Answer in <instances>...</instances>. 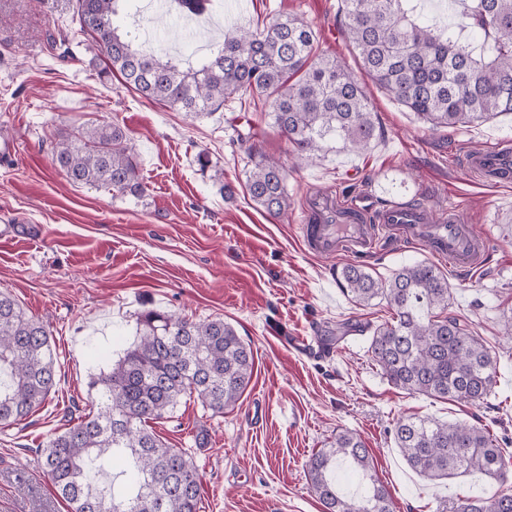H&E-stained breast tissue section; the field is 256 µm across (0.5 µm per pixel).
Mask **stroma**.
Segmentation results:
<instances>
[{"label":"stroma","mask_w":512,"mask_h":512,"mask_svg":"<svg viewBox=\"0 0 512 512\" xmlns=\"http://www.w3.org/2000/svg\"><path fill=\"white\" fill-rule=\"evenodd\" d=\"M76 0H0V136L16 141L0 159V225L32 227L34 237L0 245V291L29 315L46 319L57 372L45 404L0 428V512H66L40 463V448L68 421L93 409L92 377L108 370L135 337L146 311L196 320L221 318L254 353L251 384L214 416L196 400L180 403L156 432L191 453L200 473L201 512H326L310 489L307 463L336 432H357L370 449L392 512H441L443 505L488 495L495 485L474 473L444 482L423 479L393 438L402 416L463 420L512 444V184L490 186L465 160L490 145L512 147V115L464 127L436 128L398 104L362 70L336 23L341 0H224L227 12L201 20L222 40L235 23L263 26L274 14L310 21L319 48L342 59L363 87L383 134L368 150L324 151L301 166L266 110L224 108L209 116L149 103L121 83L100 78L102 58L74 37ZM132 33L166 32L174 54L203 44L179 20L141 0ZM122 127L135 145L144 197L77 186L54 166L57 133L94 120ZM278 158L291 209L276 220L246 191L237 133ZM207 153L222 173L201 171ZM340 196L375 218L401 202L438 211L457 205L466 224L486 230L492 254L476 274L440 261L454 310L492 347L494 392L464 405L408 394L373 364L366 324L390 319L386 304L361 307L336 283L346 256L308 252L301 224L311 198ZM421 245L383 244L363 257L368 271L430 260ZM296 336L337 337L332 353L314 355ZM265 405L263 418L254 410Z\"/></svg>","instance_id":"35a3bbf8"}]
</instances>
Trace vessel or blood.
<instances>
[{"label": "vessel or blood", "mask_w": 512, "mask_h": 512, "mask_svg": "<svg viewBox=\"0 0 512 512\" xmlns=\"http://www.w3.org/2000/svg\"><path fill=\"white\" fill-rule=\"evenodd\" d=\"M466 166L494 185L512 181V151L507 149L480 151L467 158ZM315 206L343 217L338 224L304 225V246L321 256H358L375 251L381 242L401 240L422 244L432 256L471 271L479 270L486 258V239L463 224L461 212L455 208L432 212L396 204L382 212L378 223L366 224L361 220V207L335 201L329 195L317 197Z\"/></svg>", "instance_id": "b4317fda"}]
</instances>
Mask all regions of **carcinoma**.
<instances>
[{"instance_id":"1","label":"carcinoma","mask_w":512,"mask_h":512,"mask_svg":"<svg viewBox=\"0 0 512 512\" xmlns=\"http://www.w3.org/2000/svg\"><path fill=\"white\" fill-rule=\"evenodd\" d=\"M133 0H76L79 32L106 70L141 97L199 117L226 102L269 105L272 127L303 160L329 141L357 151L381 135L377 113L355 76L336 57L319 53L311 22L298 15L263 29L242 24L199 63L164 52L162 39L145 50L117 20ZM419 0H341L338 23L358 51L364 72L400 105L433 127L466 126L512 114V0H448L455 20L432 23ZM224 0H177L178 15L210 14ZM54 165L75 185L141 196L146 187L124 130L110 121L62 132ZM283 165L247 148L251 200L280 217L290 201ZM337 279L360 306L384 301L392 321L367 326L368 351L389 383L409 394L480 404L491 395L497 362L462 316L452 311L448 277L421 261L382 278L348 264ZM137 340L90 382L97 413L50 437L43 471L68 512H199V474L192 457L173 448L148 423L172 417L185 395L222 415L247 391L251 346L222 319L193 320L151 310L138 320ZM57 358L44 322L0 291V426L26 417L48 398ZM394 441L426 480L478 472L504 483L512 450L481 425L401 418ZM131 461L106 481L111 458ZM355 467L365 485L346 494L336 468ZM311 488L327 512H391L387 489L374 475L361 437L345 430L308 461ZM453 512H512V492L461 500Z\"/></svg>"}]
</instances>
